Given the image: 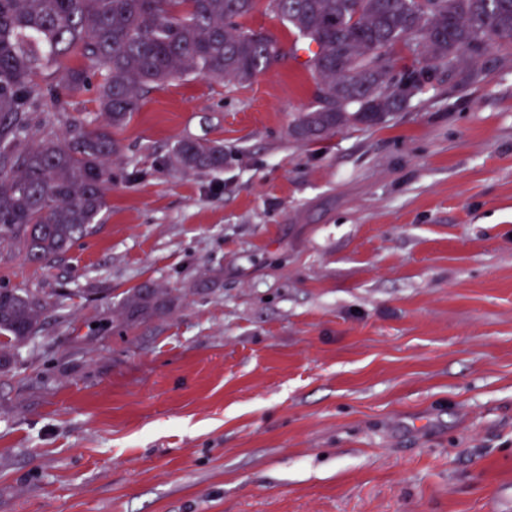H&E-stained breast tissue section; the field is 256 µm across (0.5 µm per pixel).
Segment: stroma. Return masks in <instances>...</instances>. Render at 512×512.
I'll return each instance as SVG.
<instances>
[{
  "mask_svg": "<svg viewBox=\"0 0 512 512\" xmlns=\"http://www.w3.org/2000/svg\"><path fill=\"white\" fill-rule=\"evenodd\" d=\"M241 24L282 59L151 89L93 235L0 242L49 302L0 371V512H512V50L305 142L317 74L268 0ZM187 137L223 170L166 165ZM162 299L157 293L140 290L132 293L127 298V306L129 307V315L132 318H138L153 312L157 307V301Z\"/></svg>",
  "mask_w": 512,
  "mask_h": 512,
  "instance_id": "stroma-1",
  "label": "stroma"
}]
</instances>
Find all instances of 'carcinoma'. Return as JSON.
I'll return each instance as SVG.
<instances>
[{"mask_svg":"<svg viewBox=\"0 0 512 512\" xmlns=\"http://www.w3.org/2000/svg\"><path fill=\"white\" fill-rule=\"evenodd\" d=\"M256 0H0V240L49 263L93 233L106 208L111 129L140 111L148 90L186 75L244 84L279 60L276 43L237 19ZM319 52L316 106L296 121L303 140L387 121L412 96L391 90L398 64L420 93L431 72L469 79L466 64L512 42V0H268ZM389 55L388 65L376 59ZM70 57L82 59L69 65ZM96 86V112H69L64 95ZM184 173L224 168V146L181 139L168 156ZM160 295L127 298L132 318ZM37 294L0 288V366L45 318Z\"/></svg>","mask_w":512,"mask_h":512,"instance_id":"obj_1","label":"carcinoma"}]
</instances>
